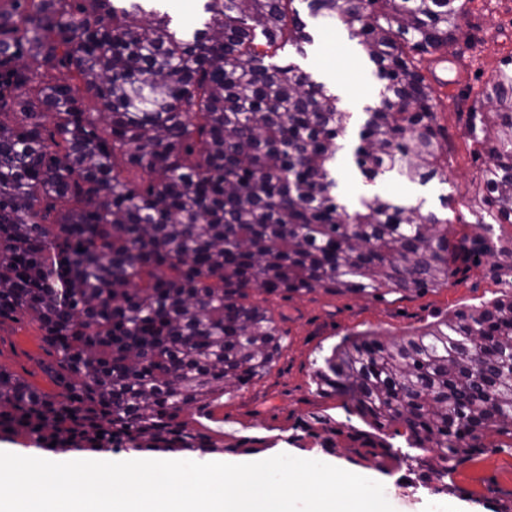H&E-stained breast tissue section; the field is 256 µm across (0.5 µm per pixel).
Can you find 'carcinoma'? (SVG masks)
I'll return each instance as SVG.
<instances>
[{
    "instance_id": "carcinoma-1",
    "label": "carcinoma",
    "mask_w": 512,
    "mask_h": 512,
    "mask_svg": "<svg viewBox=\"0 0 512 512\" xmlns=\"http://www.w3.org/2000/svg\"><path fill=\"white\" fill-rule=\"evenodd\" d=\"M295 2L205 0L208 18L183 35L142 0L0 9V319L39 325L61 388L0 368V434L221 453L181 415L281 356L279 321L254 295L421 293L492 252L384 193L350 208L336 181L347 147L366 183L446 182L421 63L461 41L471 0H301L358 39L382 85L353 133L337 96L293 61L310 42ZM467 129L486 155L481 224H512V59ZM501 255L511 289L512 249ZM313 382L370 428L350 434L359 458L412 460L445 492L448 474L483 456L481 434L512 438V295L410 336H346ZM394 426L417 454L394 449Z\"/></svg>"
}]
</instances>
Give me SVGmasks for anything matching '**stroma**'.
<instances>
[{"mask_svg": "<svg viewBox=\"0 0 512 512\" xmlns=\"http://www.w3.org/2000/svg\"><path fill=\"white\" fill-rule=\"evenodd\" d=\"M307 24L313 43L307 56L300 59V66L318 81L344 87L356 115L377 105L379 82L357 39L340 24L312 17ZM462 27L473 46L459 55L458 65L444 62L422 69L436 92V122L445 131V181L424 185L407 184L394 177L381 181L382 192L421 205L426 212L440 209L441 196L453 195L448 211V237L452 240L488 232L480 224L474 204L483 158L465 130L467 112L477 93L503 60L512 56V0H471ZM493 266L492 257L483 256L461 265L448 287L390 294L381 300L322 290L270 297V307L285 315L281 357L262 379L215 400L209 417L188 413L184 419L192 429L201 428L223 438L225 451L219 454V461L256 462L281 453L302 459L318 455L333 466L388 482L386 498L394 512H422L430 487L389 480L387 472L348 454L343 437L332 438L323 431L320 420L324 417L332 418L336 427L344 430L361 428L362 422L340 399L316 394L313 372L345 336L364 332L388 338L407 336L446 314L500 297L505 286L495 277ZM50 361L45 339L35 323L25 319L0 324V367L52 393L56 387L46 374ZM488 444L492 454L459 467L447 478L448 483L467 491L466 496L455 499L459 512H492L495 501L512 496V439L494 434ZM0 450L57 462L121 461L129 454L125 448L47 449L26 436L0 437Z\"/></svg>", "mask_w": 512, "mask_h": 512, "instance_id": "obj_1", "label": "stroma"}]
</instances>
